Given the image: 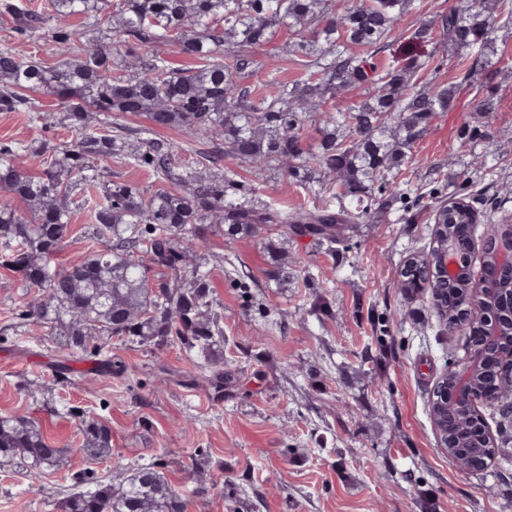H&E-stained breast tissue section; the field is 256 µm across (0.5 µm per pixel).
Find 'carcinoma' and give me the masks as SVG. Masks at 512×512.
<instances>
[{"instance_id":"1","label":"carcinoma","mask_w":512,"mask_h":512,"mask_svg":"<svg viewBox=\"0 0 512 512\" xmlns=\"http://www.w3.org/2000/svg\"><path fill=\"white\" fill-rule=\"evenodd\" d=\"M412 0H49L41 14L10 0L3 8L15 19L16 32L39 41L52 24L51 42L58 60L51 66L25 62L9 48L0 49V112H33L25 92L48 90L64 104L70 125L83 130L74 145L0 144V192L25 205H0V266L18 277L29 300L15 313L18 323L49 329L60 338V351L80 355L112 371L105 337L163 349L179 342L203 357L206 382L217 394L230 383L224 361V322L214 308L209 273L198 255L206 228L228 239H258L269 256L268 274L288 283L296 260L288 241L309 238L334 252L349 241L347 233L392 208L404 192L396 182L414 144L438 112L453 104L458 86L437 84L418 89L416 74L443 61L410 55L378 72L367 60L347 53L349 42L368 50L386 47L397 17ZM502 0H467L439 23L421 21L410 40L416 45H448L473 52L472 81L489 66L493 13ZM85 18L76 34L67 23ZM296 35L293 52L305 58L307 78L288 87L265 86L250 99L241 80L256 65L249 49L268 43L278 27ZM173 44L179 53L200 60L193 72L171 68L155 51ZM370 84V100L344 112L326 102L354 83ZM473 111H496L497 90L480 85ZM102 116L107 132L90 128L91 113ZM138 113L156 129L180 127L213 142L193 166L176 160L173 146L141 137L116 121ZM313 118L320 136L309 148L303 131ZM119 155L163 182L147 192L126 182L106 181L96 165L101 157ZM36 158L38 176L24 166ZM251 168L246 183L224 164ZM270 171L293 180L317 176L320 206L292 212L255 201L256 184ZM95 191L91 239L97 246L63 269L52 266L67 246L71 204L76 192ZM454 241L471 252L477 225L465 214L452 217ZM283 227L277 237L268 234ZM156 268L161 277L152 279ZM399 287L411 295L441 288L421 259ZM472 299L461 282L437 307L450 328L460 326L457 312ZM493 349L501 367L496 380L500 403L512 405V353ZM78 418L79 452L93 459L112 455V431L98 418L71 408ZM441 429L457 445L451 458L469 470L475 456L492 458L502 450L475 438L480 422L472 408L437 409ZM63 451L45 438L39 424L26 416H0V462L16 458L38 475L57 468ZM65 512H187L188 503L168 483L160 463L136 468L119 482L92 471L74 478Z\"/></svg>"}]
</instances>
